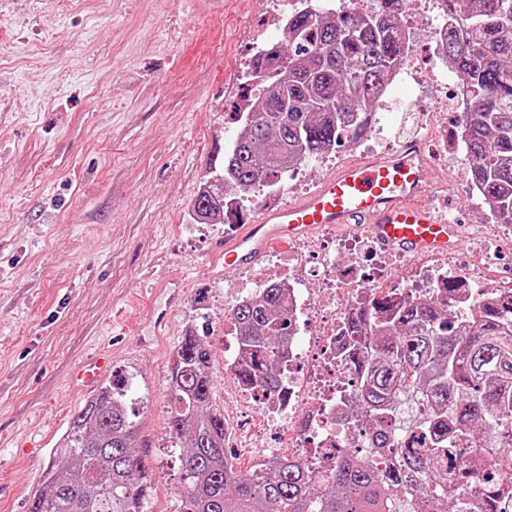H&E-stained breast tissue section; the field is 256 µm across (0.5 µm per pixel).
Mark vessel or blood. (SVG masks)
<instances>
[{
	"mask_svg": "<svg viewBox=\"0 0 512 512\" xmlns=\"http://www.w3.org/2000/svg\"><path fill=\"white\" fill-rule=\"evenodd\" d=\"M424 146L409 141L393 154L343 165L311 193L262 208L224 243L225 268L252 267L270 249L326 228L366 226L386 250L417 256L445 253L460 241L459 227L427 203Z\"/></svg>",
	"mask_w": 512,
	"mask_h": 512,
	"instance_id": "obj_1",
	"label": "vessel or blood"
}]
</instances>
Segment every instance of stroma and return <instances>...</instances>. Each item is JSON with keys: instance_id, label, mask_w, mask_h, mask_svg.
Wrapping results in <instances>:
<instances>
[{"instance_id": "1", "label": "stroma", "mask_w": 512, "mask_h": 512, "mask_svg": "<svg viewBox=\"0 0 512 512\" xmlns=\"http://www.w3.org/2000/svg\"><path fill=\"white\" fill-rule=\"evenodd\" d=\"M272 35L264 0H9L0 9V512H27L69 418L88 398L72 381L110 353L131 384L139 439L153 474L148 512H179V454L168 429L167 375L187 330L212 352L214 401L233 425L245 404L224 375L231 293L276 280L293 247L221 276L213 254L242 230L203 224L192 210L206 170L241 132L238 91L257 44ZM399 105L380 126L299 173L289 198L336 167L425 140L432 202L460 224L462 249L443 256L362 244L379 292L426 273L470 272L477 288L512 292V226L484 211L470 184L464 113L424 112L419 89H388ZM449 147H442V140ZM182 281L177 304L159 282ZM170 333L154 342L152 314Z\"/></svg>"}]
</instances>
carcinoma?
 <instances>
[{
  "label": "carcinoma",
  "mask_w": 512,
  "mask_h": 512,
  "mask_svg": "<svg viewBox=\"0 0 512 512\" xmlns=\"http://www.w3.org/2000/svg\"><path fill=\"white\" fill-rule=\"evenodd\" d=\"M398 2L326 12L307 0L288 17L291 54L257 61L256 110L210 164L196 216L239 224V210H213L224 183L277 187L292 159L366 131L370 105L406 53ZM446 2L464 22L460 34L448 28L442 49L472 105L462 130L470 180L491 217L512 224V0ZM466 290L451 276L426 299L394 290L349 305L341 364L356 377L352 418L375 452L343 453L329 476L286 457L261 476L235 469L213 401L212 353L186 334L168 378L170 434L190 441L179 512H512V293L470 299ZM233 319L243 345L236 379L282 393L278 360L292 333L281 289H264ZM128 401V381L115 376L74 412L54 448L60 463L28 512H146L150 467ZM476 450L497 457L485 478L463 460Z\"/></svg>",
  "instance_id": "obj_1"
}]
</instances>
